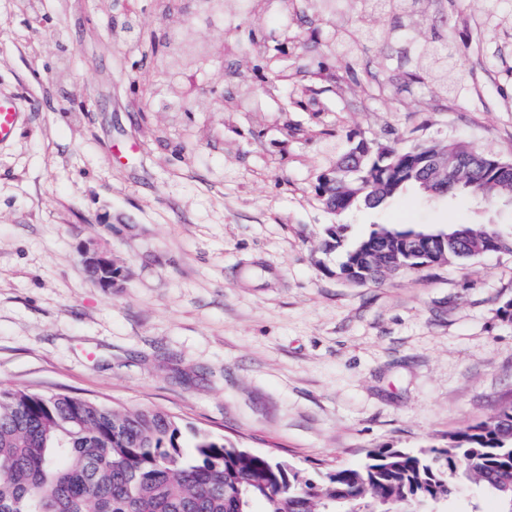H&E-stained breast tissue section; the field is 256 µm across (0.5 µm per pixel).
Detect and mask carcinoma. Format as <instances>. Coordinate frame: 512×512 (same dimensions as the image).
<instances>
[{"instance_id": "carcinoma-1", "label": "carcinoma", "mask_w": 512, "mask_h": 512, "mask_svg": "<svg viewBox=\"0 0 512 512\" xmlns=\"http://www.w3.org/2000/svg\"><path fill=\"white\" fill-rule=\"evenodd\" d=\"M418 0H357L358 20L337 0H315L313 12L330 28L320 44L336 70L350 71L366 46L413 40L418 52L401 78L427 83L448 95V36L416 39L410 23ZM374 16L391 19L380 34ZM437 148L448 159L471 153L464 171L448 164V195L486 200L512 198V173L496 177L494 156L461 143H427L407 151L390 147L351 170L338 162L332 176L353 200L317 182V195L333 213L379 208L412 188V161ZM486 252L512 254V231L493 224H448L424 229L378 226L345 247L338 270L356 284H380L402 269L474 259ZM475 486L512 512V404L488 420L448 436V447L417 452L377 448L355 467L320 479L291 463L182 426L161 409L125 410L63 394L39 395L0 388V512H431L439 502Z\"/></svg>"}]
</instances>
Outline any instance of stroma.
<instances>
[{
  "mask_svg": "<svg viewBox=\"0 0 512 512\" xmlns=\"http://www.w3.org/2000/svg\"><path fill=\"white\" fill-rule=\"evenodd\" d=\"M455 64L430 86L371 94L362 65L338 94L258 90L246 112L208 97L173 112L158 57L195 39L196 85L254 84L249 32L297 35L289 61L324 57L303 0L256 20L162 21L157 0H0V96L21 116L0 143V387L160 408L310 476L369 451L442 447L512 403V254L354 285L323 246L373 225H512V205L408 191L336 215L315 186L347 147L458 140L512 160V0H446ZM108 251L103 288L80 248Z\"/></svg>",
  "mask_w": 512,
  "mask_h": 512,
  "instance_id": "1",
  "label": "stroma"
}]
</instances>
